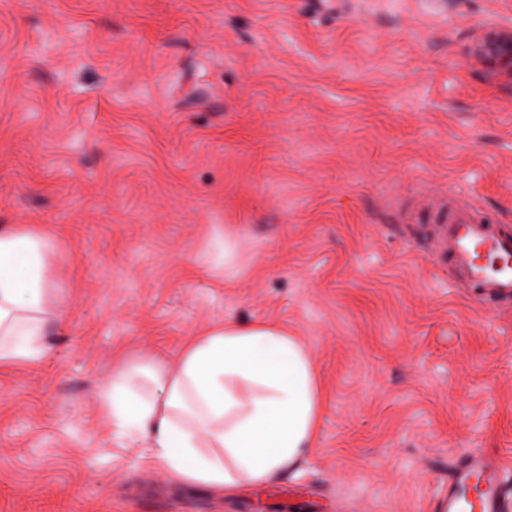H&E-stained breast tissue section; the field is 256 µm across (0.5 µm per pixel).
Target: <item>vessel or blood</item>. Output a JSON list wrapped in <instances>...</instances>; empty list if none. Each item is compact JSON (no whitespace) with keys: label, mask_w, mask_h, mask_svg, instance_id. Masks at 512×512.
Returning a JSON list of instances; mask_svg holds the SVG:
<instances>
[{"label":"vessel or blood","mask_w":512,"mask_h":512,"mask_svg":"<svg viewBox=\"0 0 512 512\" xmlns=\"http://www.w3.org/2000/svg\"><path fill=\"white\" fill-rule=\"evenodd\" d=\"M438 247L452 272L473 287L512 297V236L495 234L489 224L460 209L438 211ZM502 466L480 455L468 456L453 474L440 512H512L502 493Z\"/></svg>","instance_id":"b4317fda"}]
</instances>
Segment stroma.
Here are the masks:
<instances>
[{"label": "stroma", "instance_id": "stroma-1", "mask_svg": "<svg viewBox=\"0 0 512 512\" xmlns=\"http://www.w3.org/2000/svg\"><path fill=\"white\" fill-rule=\"evenodd\" d=\"M501 29L512 0H0V224L53 239L68 316L0 368V512H437L470 451L512 498V298L431 213L512 229V79L472 55ZM228 316L288 326L325 394L296 472L233 495L96 401Z\"/></svg>", "mask_w": 512, "mask_h": 512}]
</instances>
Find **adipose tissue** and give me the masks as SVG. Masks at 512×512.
I'll use <instances>...</instances> for the list:
<instances>
[{"instance_id":"obj_1","label":"adipose tissue","mask_w":512,"mask_h":512,"mask_svg":"<svg viewBox=\"0 0 512 512\" xmlns=\"http://www.w3.org/2000/svg\"><path fill=\"white\" fill-rule=\"evenodd\" d=\"M50 237L0 226V365L38 362L48 324L67 323ZM112 428L176 481L232 493L276 482L315 447L324 410L316 367L285 326L227 317L172 360L145 356L97 396Z\"/></svg>"}]
</instances>
